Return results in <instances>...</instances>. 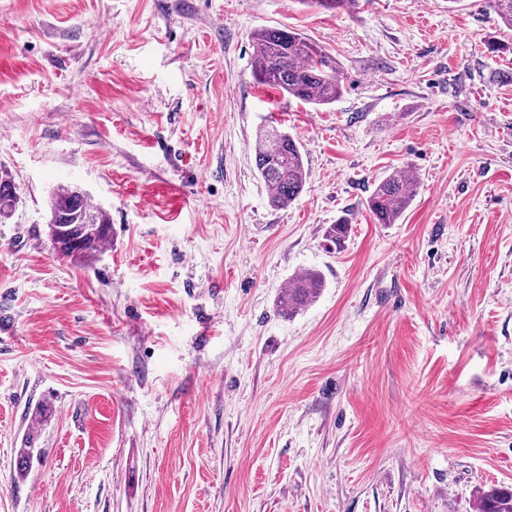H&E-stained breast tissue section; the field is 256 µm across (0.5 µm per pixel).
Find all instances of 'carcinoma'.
<instances>
[{
    "mask_svg": "<svg viewBox=\"0 0 512 512\" xmlns=\"http://www.w3.org/2000/svg\"><path fill=\"white\" fill-rule=\"evenodd\" d=\"M329 11L347 10L358 0H302ZM504 27L512 30V0H489ZM254 48L252 75L256 82L302 104L322 107L336 102L342 85L336 62L302 34L284 28H262L251 33ZM254 160L268 188L271 207L284 209L302 193L307 170L299 143L288 132L262 126L256 135ZM417 180L403 171L393 172L376 184L366 200L379 224H394L412 202ZM21 198L16 187L0 176V223L15 212ZM48 226L52 244L62 257L94 258L112 240V224L88 195L73 186H59L48 200ZM349 222L341 218L330 225L326 240L338 245L347 236ZM324 288L320 273L307 270L280 291V313L290 316L305 308ZM476 512H512V487L492 486L479 491Z\"/></svg>",
    "mask_w": 512,
    "mask_h": 512,
    "instance_id": "1",
    "label": "carcinoma"
}]
</instances>
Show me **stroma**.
Returning a JSON list of instances; mask_svg holds the SVG:
<instances>
[{"label": "stroma", "mask_w": 512, "mask_h": 512, "mask_svg": "<svg viewBox=\"0 0 512 512\" xmlns=\"http://www.w3.org/2000/svg\"><path fill=\"white\" fill-rule=\"evenodd\" d=\"M336 61L321 109L250 34ZM512 43L485 0H0V512H475L512 484ZM308 179L268 203L258 129ZM415 197L366 207L389 173ZM73 185L112 224L48 237ZM348 217L342 248L329 224ZM325 288L292 318L299 273ZM39 450L27 474L17 451ZM251 41L252 75L257 83L316 107L330 105L340 97L336 62L301 33L266 27L251 33ZM417 180L406 172L396 171L376 184L366 200L368 211L379 224H394L412 202ZM21 198L16 187L3 174L0 176V223H5L15 212ZM47 205L51 241L60 256L94 258L111 241L112 224L80 189L59 186ZM324 288L320 273L306 270L296 276L289 285L280 291L279 310L283 316H290L302 310L313 301Z\"/></svg>", "instance_id": "35a3bbf8"}]
</instances>
